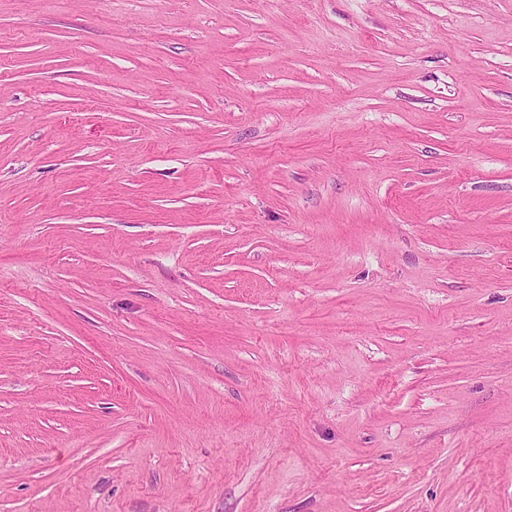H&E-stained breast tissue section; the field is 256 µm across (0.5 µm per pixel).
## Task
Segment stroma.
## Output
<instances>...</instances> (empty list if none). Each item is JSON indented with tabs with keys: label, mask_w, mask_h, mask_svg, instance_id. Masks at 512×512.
Listing matches in <instances>:
<instances>
[{
	"label": "stroma",
	"mask_w": 512,
	"mask_h": 512,
	"mask_svg": "<svg viewBox=\"0 0 512 512\" xmlns=\"http://www.w3.org/2000/svg\"><path fill=\"white\" fill-rule=\"evenodd\" d=\"M0 512H512V0H0Z\"/></svg>",
	"instance_id": "stroma-1"
}]
</instances>
